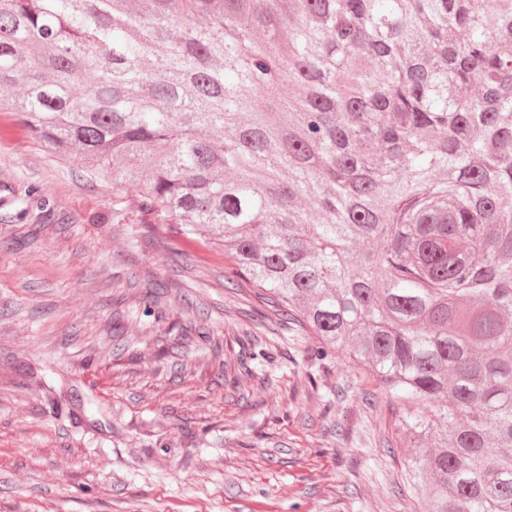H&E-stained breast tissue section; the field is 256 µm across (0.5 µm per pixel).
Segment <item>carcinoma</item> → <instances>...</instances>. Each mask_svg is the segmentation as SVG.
Returning <instances> with one entry per match:
<instances>
[{"label":"carcinoma","instance_id":"1","mask_svg":"<svg viewBox=\"0 0 512 512\" xmlns=\"http://www.w3.org/2000/svg\"><path fill=\"white\" fill-rule=\"evenodd\" d=\"M508 44L509 0H0V114L372 373L422 512H512Z\"/></svg>","mask_w":512,"mask_h":512}]
</instances>
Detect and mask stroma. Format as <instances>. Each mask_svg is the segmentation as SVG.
<instances>
[{
  "label": "stroma",
  "mask_w": 512,
  "mask_h": 512,
  "mask_svg": "<svg viewBox=\"0 0 512 512\" xmlns=\"http://www.w3.org/2000/svg\"><path fill=\"white\" fill-rule=\"evenodd\" d=\"M125 195L0 116V512H419L382 385Z\"/></svg>",
  "instance_id": "1"
}]
</instances>
